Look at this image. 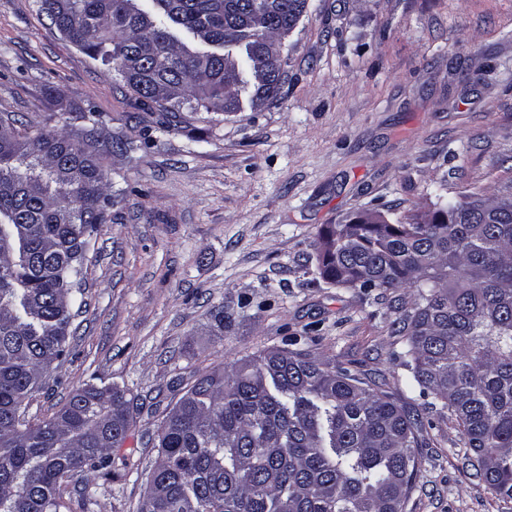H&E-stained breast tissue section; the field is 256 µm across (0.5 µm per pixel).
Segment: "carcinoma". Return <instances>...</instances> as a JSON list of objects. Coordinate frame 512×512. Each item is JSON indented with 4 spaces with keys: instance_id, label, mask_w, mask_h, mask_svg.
Returning a JSON list of instances; mask_svg holds the SVG:
<instances>
[{
    "instance_id": "cac0c4a2",
    "label": "carcinoma",
    "mask_w": 512,
    "mask_h": 512,
    "mask_svg": "<svg viewBox=\"0 0 512 512\" xmlns=\"http://www.w3.org/2000/svg\"><path fill=\"white\" fill-rule=\"evenodd\" d=\"M72 44L112 64L137 103L238 112L278 98L277 38L308 0H41ZM62 130L21 132L0 116V512H71L112 478L130 428L124 391L89 385L49 419L28 418L67 354L91 235L112 220L105 161L150 140H103L79 111ZM323 228L320 274L403 311L400 366L462 428L477 473L512 499V183L398 224ZM422 420L346 370L272 348L196 379L155 438L138 512H402L421 467Z\"/></svg>"
}]
</instances>
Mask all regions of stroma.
<instances>
[{
    "instance_id": "35a3bbf8",
    "label": "stroma",
    "mask_w": 512,
    "mask_h": 512,
    "mask_svg": "<svg viewBox=\"0 0 512 512\" xmlns=\"http://www.w3.org/2000/svg\"><path fill=\"white\" fill-rule=\"evenodd\" d=\"M281 55L279 99L260 110L143 111L111 66L50 28L40 0H0V116L60 130L90 108L104 132L152 141L108 161L119 215L91 241L70 356L28 404L50 418L90 383L131 401L112 479L87 503L72 492L73 512H138L169 407L201 375L293 336L410 403L396 311L322 279L319 230L512 181V0H309ZM419 439L404 512H512L447 412H426Z\"/></svg>"
}]
</instances>
